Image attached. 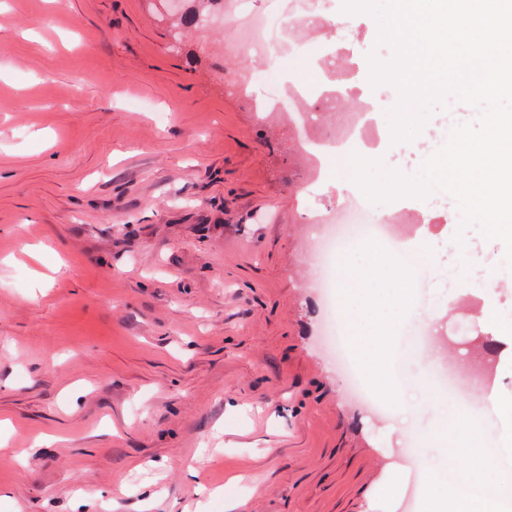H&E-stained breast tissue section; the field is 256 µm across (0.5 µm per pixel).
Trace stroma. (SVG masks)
I'll return each instance as SVG.
<instances>
[{"mask_svg":"<svg viewBox=\"0 0 512 512\" xmlns=\"http://www.w3.org/2000/svg\"><path fill=\"white\" fill-rule=\"evenodd\" d=\"M341 106L370 104L368 159L416 175L450 100L392 139L394 86L379 27L343 0ZM190 68L146 0H0V512H425L442 460L430 433L452 406L512 398V270L504 245L461 229L452 196L372 203L416 215L406 238L432 270L401 324L427 346L396 364L415 381L371 410L323 343L315 207L361 196L350 172L313 191L295 133L259 122L226 78L265 61L226 50ZM472 257L457 262L456 233ZM475 424L512 479L491 404Z\"/></svg>","mask_w":512,"mask_h":512,"instance_id":"obj_1","label":"stroma"}]
</instances>
